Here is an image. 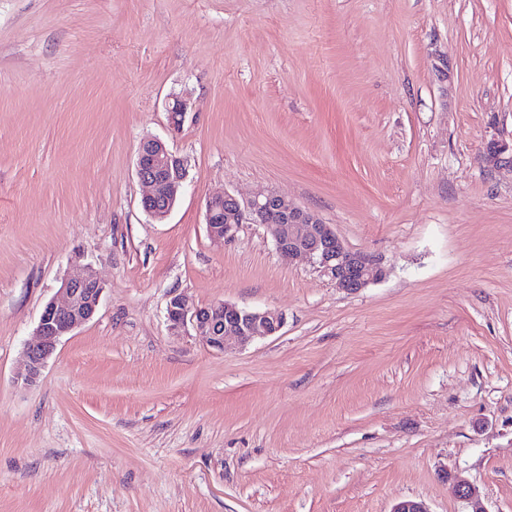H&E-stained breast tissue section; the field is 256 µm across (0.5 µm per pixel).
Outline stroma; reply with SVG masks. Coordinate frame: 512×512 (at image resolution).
I'll use <instances>...</instances> for the list:
<instances>
[{"label":"stroma","instance_id":"1","mask_svg":"<svg viewBox=\"0 0 512 512\" xmlns=\"http://www.w3.org/2000/svg\"><path fill=\"white\" fill-rule=\"evenodd\" d=\"M189 104L171 125L172 96ZM186 159L164 222L141 141ZM512 0H0V512H512ZM273 191L336 287L208 198ZM104 284L17 381L75 264ZM277 309L217 351L170 295ZM205 221L208 235L224 241L234 238L241 224L267 225L279 252L306 258L348 293L359 292L384 276L375 259L349 250L331 224L273 191L245 201L230 193L211 197L206 203Z\"/></svg>","mask_w":512,"mask_h":512}]
</instances>
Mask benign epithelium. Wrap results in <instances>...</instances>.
I'll return each instance as SVG.
<instances>
[{"label": "benign epithelium", "instance_id": "7a95c632", "mask_svg": "<svg viewBox=\"0 0 512 512\" xmlns=\"http://www.w3.org/2000/svg\"><path fill=\"white\" fill-rule=\"evenodd\" d=\"M168 112L173 126H180L187 112L186 101L172 97ZM136 171L148 188L141 199L143 210L153 220L163 221L183 189L187 162L172 152L164 140L149 137L139 145ZM205 221L210 237L227 241L234 238L242 224L267 225L279 252L306 258L337 288L348 293H356L384 276L375 259L349 250L332 225L273 191L245 201L230 193L211 197L206 203ZM103 291L101 280L87 268L61 282L58 295L62 300L46 303L35 330L36 341L25 350V385L37 381L63 337L95 316ZM167 320L174 335L190 327L208 346L222 351L227 335L236 336L245 345L277 333L285 316L276 309H247L224 301L191 307L182 296L173 295L167 303Z\"/></svg>", "mask_w": 512, "mask_h": 512}]
</instances>
